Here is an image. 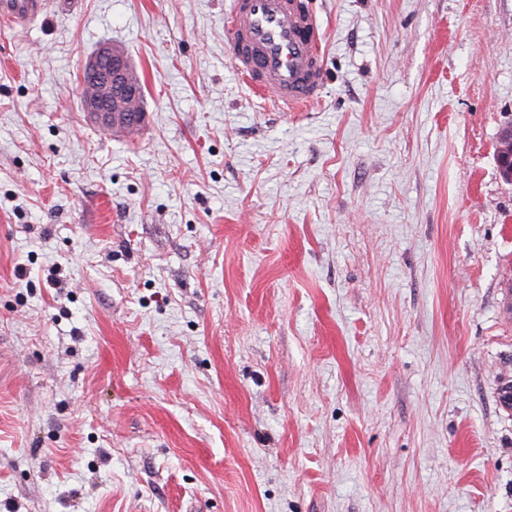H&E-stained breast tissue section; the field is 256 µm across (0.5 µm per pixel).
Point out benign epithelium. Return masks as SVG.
I'll list each match as a JSON object with an SVG mask.
<instances>
[{"mask_svg":"<svg viewBox=\"0 0 512 512\" xmlns=\"http://www.w3.org/2000/svg\"><path fill=\"white\" fill-rule=\"evenodd\" d=\"M83 84L86 92L82 106L96 125L110 130L116 125L129 128L141 123L139 90L131 78L129 60L120 48L110 43L99 45L85 69ZM496 159L502 177L512 181L511 133L500 139Z\"/></svg>","mask_w":512,"mask_h":512,"instance_id":"obj_1","label":"benign epithelium"}]
</instances>
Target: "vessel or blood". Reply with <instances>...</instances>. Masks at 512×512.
<instances>
[{
  "label": "vessel or blood",
  "instance_id": "obj_1",
  "mask_svg": "<svg viewBox=\"0 0 512 512\" xmlns=\"http://www.w3.org/2000/svg\"><path fill=\"white\" fill-rule=\"evenodd\" d=\"M49 0H0V22L38 18ZM226 50L255 91L278 109L305 111L321 95L324 34L306 0H229Z\"/></svg>",
  "mask_w": 512,
  "mask_h": 512
}]
</instances>
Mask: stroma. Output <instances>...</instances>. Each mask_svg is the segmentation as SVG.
<instances>
[{
    "label": "stroma",
    "instance_id": "obj_1",
    "mask_svg": "<svg viewBox=\"0 0 512 512\" xmlns=\"http://www.w3.org/2000/svg\"><path fill=\"white\" fill-rule=\"evenodd\" d=\"M226 2L0 28V512H512V0H308L305 112ZM107 41L133 136L81 106ZM499 171L507 181H512V134L503 135L496 153Z\"/></svg>",
    "mask_w": 512,
    "mask_h": 512
}]
</instances>
